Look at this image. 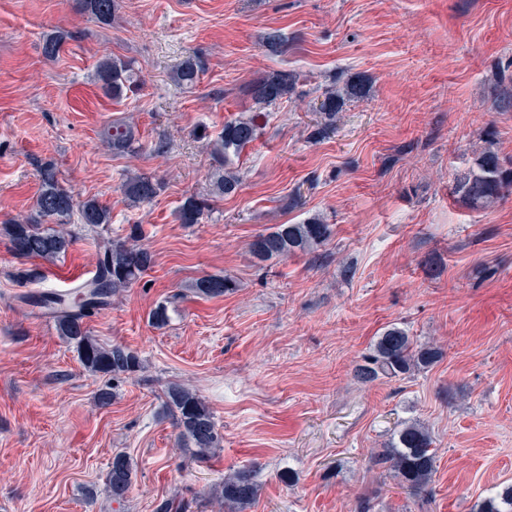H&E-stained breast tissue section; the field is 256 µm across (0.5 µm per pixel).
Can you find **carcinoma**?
I'll use <instances>...</instances> for the list:
<instances>
[{"mask_svg": "<svg viewBox=\"0 0 512 512\" xmlns=\"http://www.w3.org/2000/svg\"><path fill=\"white\" fill-rule=\"evenodd\" d=\"M81 10L102 24L112 22L117 0H79ZM65 36L48 34L42 40V53L48 60L56 59L63 48ZM204 61L190 55L174 70V82L184 89L195 87L204 70ZM95 81L108 96L120 99L138 89L133 65L120 58L104 57L98 61ZM299 74L279 71L260 78L245 88V93L255 104L265 107L276 104L294 94ZM341 96L331 91L317 107L324 124L314 131L319 137L336 125V112L340 110ZM258 134L252 117H239L224 122V131L212 144V153L219 160L212 177L211 194L224 197L236 193L243 182L240 169L230 166L229 156L239 157ZM132 126L112 122L105 132V143L117 153L135 149ZM41 189L36 197L35 216L24 222H14L0 227L14 252L30 258L52 261L64 253L71 239L64 229L43 227L49 220L67 223L74 208H79L80 223L88 226L110 223L109 210L95 199L76 205L72 191L59 184L55 167L42 168ZM161 182L148 176L136 175L122 184V192L133 205L149 203L162 191ZM455 193L471 208L485 209L505 194L512 192V166L503 164L499 155L490 147L479 151L474 166L458 175ZM206 209L205 199L190 196L178 210L183 224L198 223ZM140 227L131 229L128 237L112 239L98 244V261L95 275L78 287L76 296L69 293H38L20 297V300L39 309H46L57 321L58 330L74 345L87 371L94 375H130L141 368L136 354L122 345L105 347L97 343L83 326V319L91 311L110 304L113 296L129 287L152 264V255L139 244ZM332 236V227L319 217H312L300 224H277L268 232L258 234L249 244V253L261 262L286 259L297 253L311 254L325 245ZM233 288L226 276L210 275L196 280L194 292L205 297L222 296ZM441 355L440 349L416 347L403 328L392 326L377 339L372 352L364 357V364L356 367V376L369 383L381 377L404 378L419 369L432 365ZM165 405L176 417L180 437L197 448L201 455L220 446L222 435L213 415L202 399L191 389L173 383L165 391ZM433 440L427 430L414 422L404 423L397 432V441L382 455L372 458L378 467H389L400 484L412 493L424 491L435 473ZM131 481V464L126 455L118 453L112 461L107 477V487L112 496L122 497ZM259 485L251 471L237 470L224 477L222 498L229 512H242L255 502ZM477 512H512V485H506L484 497Z\"/></svg>", "mask_w": 512, "mask_h": 512, "instance_id": "carcinoma-1", "label": "carcinoma"}]
</instances>
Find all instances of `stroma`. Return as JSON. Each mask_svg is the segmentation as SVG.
<instances>
[{
  "mask_svg": "<svg viewBox=\"0 0 512 512\" xmlns=\"http://www.w3.org/2000/svg\"><path fill=\"white\" fill-rule=\"evenodd\" d=\"M274 29L287 51L265 47ZM55 31L67 40L48 61L40 45ZM192 53L206 70L183 89L171 73ZM107 56L133 61L137 94L103 95L93 74ZM284 69L300 74L295 94L257 109L244 87ZM504 79L512 0H119L108 25L76 0H0V224L31 214L48 163L111 212L97 227L71 222L53 263L16 256L0 235V512H154L163 498L172 512H225L220 486L243 467L260 484L247 512H474L512 484V195L474 210L453 192L484 145L512 159V112L495 104ZM358 80L365 96L311 139L325 91ZM241 114L259 136L238 160L240 190L180 223L187 197H208L210 141ZM115 120L133 125L137 153L104 144ZM139 174L164 189L134 207L120 185ZM314 216L334 230L316 254L252 261L256 235ZM134 224L151 268L84 321L140 359L112 380L87 372L53 317L20 297L95 271L98 239ZM20 268L37 280L19 283ZM211 274L235 289L194 294ZM393 324L441 357L359 381ZM172 383L214 415L223 441L206 461L178 442ZM404 421L434 440V481L417 496L370 461ZM120 452L132 482L115 500ZM131 481V464L126 455L117 453L112 461V468L107 477V487L113 497H122Z\"/></svg>",
  "mask_w": 512,
  "mask_h": 512,
  "instance_id": "obj_1",
  "label": "stroma"
}]
</instances>
